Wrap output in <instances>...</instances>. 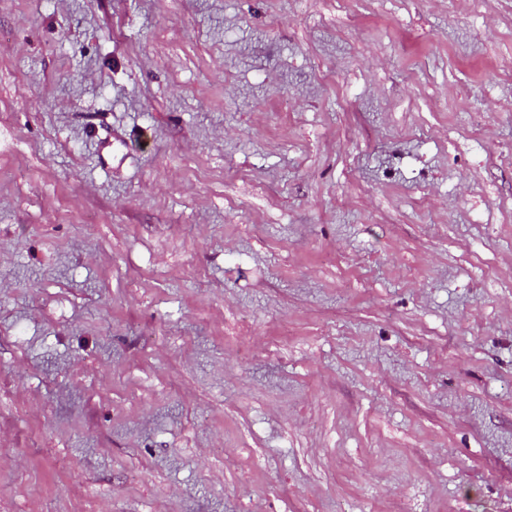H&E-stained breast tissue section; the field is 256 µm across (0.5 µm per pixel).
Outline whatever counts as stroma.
Masks as SVG:
<instances>
[{"label": "stroma", "instance_id": "obj_1", "mask_svg": "<svg viewBox=\"0 0 512 512\" xmlns=\"http://www.w3.org/2000/svg\"><path fill=\"white\" fill-rule=\"evenodd\" d=\"M0 512H512V0H0Z\"/></svg>", "mask_w": 512, "mask_h": 512}]
</instances>
